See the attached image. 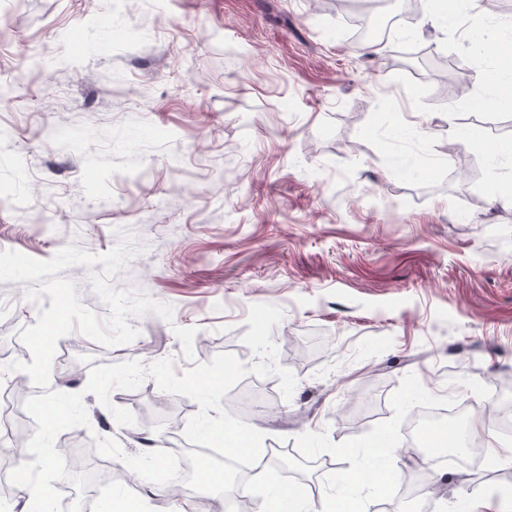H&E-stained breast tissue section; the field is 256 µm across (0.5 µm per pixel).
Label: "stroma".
I'll use <instances>...</instances> for the list:
<instances>
[{
	"mask_svg": "<svg viewBox=\"0 0 512 512\" xmlns=\"http://www.w3.org/2000/svg\"><path fill=\"white\" fill-rule=\"evenodd\" d=\"M0 0V251L37 260L74 245L127 248L115 288L173 307L131 319L139 336L105 347L79 333L57 343L50 387L83 393L89 428L60 433L153 512L165 487L95 454L94 436L136 455L163 448L199 406L145 377L113 405L85 388L91 368L172 360L176 373L221 353L257 357L242 341L250 306L283 309L278 363L297 385L245 375L223 398L267 402L251 426L264 448L309 465L301 482L329 512L342 474L358 477L366 512H457L484 486L512 493V466L429 465L407 428L417 405L466 403L450 447L470 427L512 446L485 418L496 383H512V205L490 162L512 176V17L474 6L452 28L417 16L387 42L353 41L324 0ZM81 30L83 42L70 31ZM470 95L437 98L453 64ZM483 131L490 156L448 137ZM24 282L0 283V351L20 346L38 305ZM195 329L186 360L175 327ZM13 402L0 469L29 461L36 424ZM396 479L385 498L377 472Z\"/></svg>",
	"mask_w": 512,
	"mask_h": 512,
	"instance_id": "obj_1",
	"label": "stroma"
}]
</instances>
